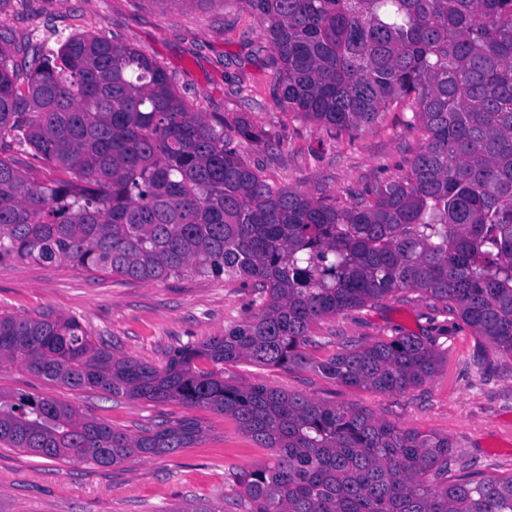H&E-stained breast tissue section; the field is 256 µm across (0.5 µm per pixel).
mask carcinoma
Instances as JSON below:
<instances>
[{
  "label": "carcinoma",
  "instance_id": "carcinoma-1",
  "mask_svg": "<svg viewBox=\"0 0 512 512\" xmlns=\"http://www.w3.org/2000/svg\"><path fill=\"white\" fill-rule=\"evenodd\" d=\"M278 57L274 97L351 133L411 99L423 136L403 173L345 202L279 188L233 139L246 119L192 112L168 73L96 33L9 65L0 36V261L116 277L186 272L254 288L257 312L155 367L117 356L73 316L0 314V367L68 388L232 417L272 464L237 480L238 512H512V476L485 477L446 436L263 384L224 363H307L316 322L415 291L512 356V0H244ZM28 145L57 176L3 154ZM432 341L394 336L319 362L337 382L400 395L433 377ZM194 417L137 436L51 397L0 390V445L113 466L192 447Z\"/></svg>",
  "mask_w": 512,
  "mask_h": 512
}]
</instances>
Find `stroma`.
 Segmentation results:
<instances>
[{"instance_id": "1", "label": "stroma", "mask_w": 512, "mask_h": 512, "mask_svg": "<svg viewBox=\"0 0 512 512\" xmlns=\"http://www.w3.org/2000/svg\"><path fill=\"white\" fill-rule=\"evenodd\" d=\"M101 32L151 57L172 75L195 111L233 122L246 118L273 148L242 152L270 182L316 197L348 200L397 178L423 140L407 102L392 103L376 126L337 135L273 102L274 61L261 20L244 0H0V34L12 50L34 51L49 30ZM252 288L193 273L166 281L123 279L67 264L0 262V312L76 317L117 355L161 367L188 342L223 335L256 310ZM310 360L289 369L245 362L224 366L225 382L265 383L335 405H358L379 419L443 435L488 476L512 474V357L496 353L456 314L415 293L354 308L322 321ZM435 342V375L403 395L342 385L317 362L353 342L393 336ZM0 389L42 394L130 435L155 424L196 418L200 441L176 454L110 467L0 448V512H234V474L271 460L231 418L175 403L112 399L72 390L13 365L0 367Z\"/></svg>"}]
</instances>
